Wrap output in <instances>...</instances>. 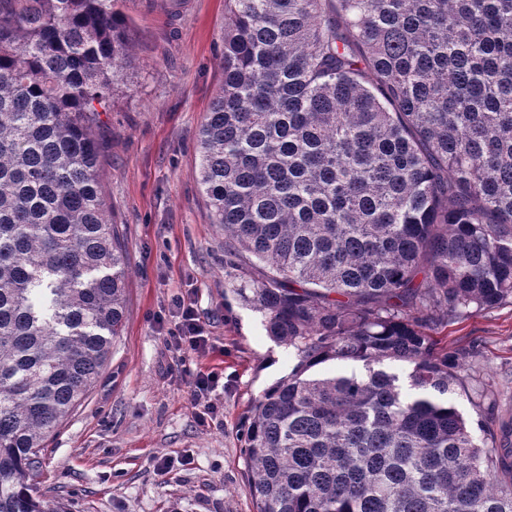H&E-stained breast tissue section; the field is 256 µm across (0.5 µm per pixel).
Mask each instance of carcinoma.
<instances>
[{
    "mask_svg": "<svg viewBox=\"0 0 512 512\" xmlns=\"http://www.w3.org/2000/svg\"><path fill=\"white\" fill-rule=\"evenodd\" d=\"M125 2L0 0V512H67L46 440L125 328ZM221 63L200 185L295 360L246 417L256 512H512V428L437 337L512 304V0H224Z\"/></svg>",
    "mask_w": 512,
    "mask_h": 512,
    "instance_id": "obj_1",
    "label": "carcinoma"
}]
</instances>
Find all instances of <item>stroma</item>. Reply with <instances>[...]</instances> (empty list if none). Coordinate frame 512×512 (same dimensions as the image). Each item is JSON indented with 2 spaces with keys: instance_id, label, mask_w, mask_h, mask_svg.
Wrapping results in <instances>:
<instances>
[{
  "instance_id": "35a3bbf8",
  "label": "stroma",
  "mask_w": 512,
  "mask_h": 512,
  "mask_svg": "<svg viewBox=\"0 0 512 512\" xmlns=\"http://www.w3.org/2000/svg\"><path fill=\"white\" fill-rule=\"evenodd\" d=\"M126 0L133 53L128 79L94 132L105 143L100 178L122 226L130 275L122 336L83 404L46 441L38 482L71 512H254L244 489V422L255 398L294 359L234 290L199 184L197 133L224 83V0ZM196 303L209 351L180 358L165 344L175 295ZM448 345L476 343L472 373L496 392L512 423V305L449 323ZM220 370L210 426L188 395L190 371ZM174 458L170 473L156 469Z\"/></svg>"
}]
</instances>
